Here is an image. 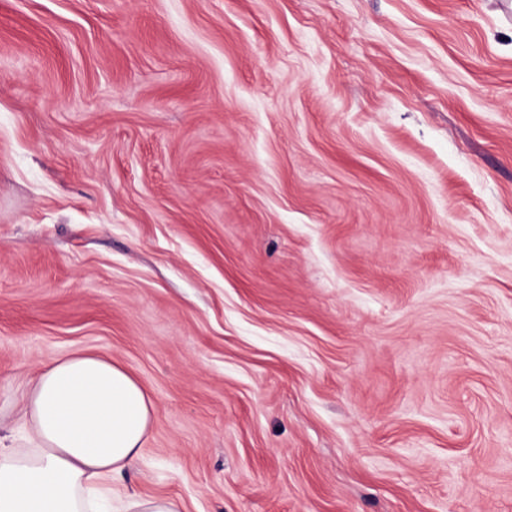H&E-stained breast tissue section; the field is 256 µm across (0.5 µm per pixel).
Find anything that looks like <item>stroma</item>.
I'll return each mask as SVG.
<instances>
[{
  "label": "stroma",
  "instance_id": "1",
  "mask_svg": "<svg viewBox=\"0 0 512 512\" xmlns=\"http://www.w3.org/2000/svg\"><path fill=\"white\" fill-rule=\"evenodd\" d=\"M153 402L112 512H512V0H0V434ZM130 505L136 512H180V504L169 497L139 498Z\"/></svg>",
  "mask_w": 512,
  "mask_h": 512
}]
</instances>
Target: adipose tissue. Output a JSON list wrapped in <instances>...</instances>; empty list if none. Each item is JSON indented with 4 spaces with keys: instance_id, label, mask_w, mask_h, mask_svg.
<instances>
[{
    "instance_id": "obj_1",
    "label": "adipose tissue",
    "mask_w": 512,
    "mask_h": 512,
    "mask_svg": "<svg viewBox=\"0 0 512 512\" xmlns=\"http://www.w3.org/2000/svg\"><path fill=\"white\" fill-rule=\"evenodd\" d=\"M32 448H0V512H99L113 475L142 456L152 402L111 358L44 366L23 396Z\"/></svg>"
}]
</instances>
